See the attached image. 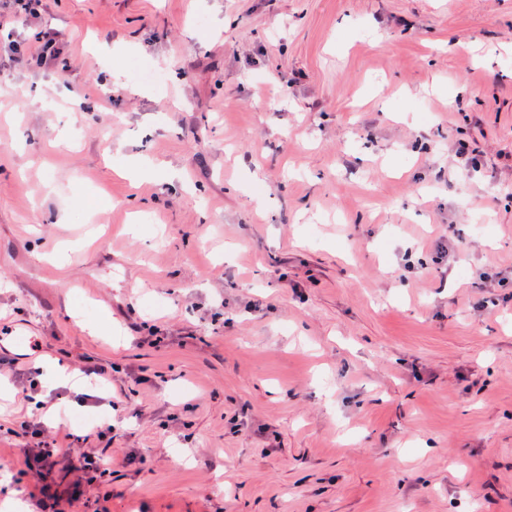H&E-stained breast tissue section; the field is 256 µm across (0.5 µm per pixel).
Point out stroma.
Here are the masks:
<instances>
[{
    "mask_svg": "<svg viewBox=\"0 0 512 512\" xmlns=\"http://www.w3.org/2000/svg\"><path fill=\"white\" fill-rule=\"evenodd\" d=\"M45 30L65 68L10 52ZM4 326L0 468L38 399L46 438L78 408L110 459L61 512H512V0L14 18ZM46 357L111 386L26 400Z\"/></svg>",
    "mask_w": 512,
    "mask_h": 512,
    "instance_id": "obj_1",
    "label": "stroma"
}]
</instances>
